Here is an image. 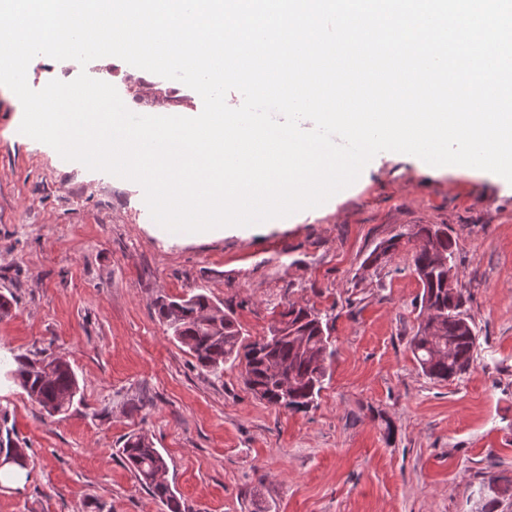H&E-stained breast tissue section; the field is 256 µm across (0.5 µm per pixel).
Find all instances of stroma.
Masks as SVG:
<instances>
[{
    "mask_svg": "<svg viewBox=\"0 0 512 512\" xmlns=\"http://www.w3.org/2000/svg\"><path fill=\"white\" fill-rule=\"evenodd\" d=\"M0 86V431L28 480L0 485V512H166L119 450L147 434L186 512H476L489 477L512 478V193L462 173L381 159L333 204L199 237L148 220L142 187L19 131ZM444 224L477 336L460 378L415 361L422 284L411 250L370 280L380 241ZM204 289L244 335L279 303L330 317L336 357L305 410L273 406L244 365L199 367L157 318L158 296ZM65 359L80 391L48 415L9 374L16 356Z\"/></svg>",
    "mask_w": 512,
    "mask_h": 512,
    "instance_id": "35a3bbf8",
    "label": "stroma"
}]
</instances>
